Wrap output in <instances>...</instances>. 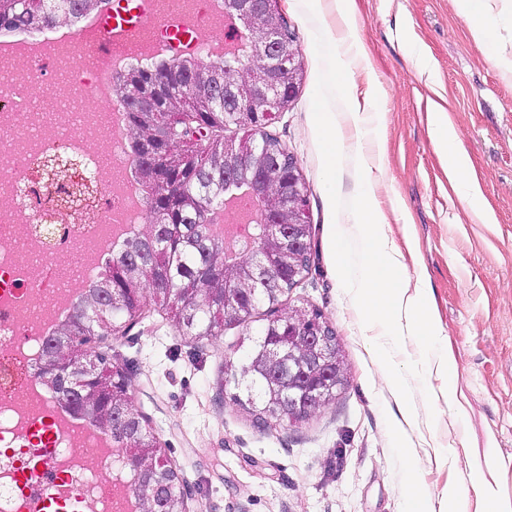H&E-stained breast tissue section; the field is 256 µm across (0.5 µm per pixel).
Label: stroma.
<instances>
[{
  "label": "stroma",
  "mask_w": 512,
  "mask_h": 512,
  "mask_svg": "<svg viewBox=\"0 0 512 512\" xmlns=\"http://www.w3.org/2000/svg\"><path fill=\"white\" fill-rule=\"evenodd\" d=\"M278 8L296 37L301 76L287 109L265 129L297 160L313 226L309 273L279 303L326 319L344 357L345 388L300 426L263 427L226 380L224 361L242 356L248 335L267 324L264 307L244 324L197 339L150 301L128 335L100 349L108 364L127 368L132 403L158 437L190 512H405L408 461L395 426L406 404L381 381L360 311L334 275L332 229L353 216L332 211L312 99L322 69L314 34L335 35L337 54L357 57L347 88L371 129L362 142L337 127L339 194L355 197L359 156L380 144L376 202L394 246L413 241L404 278L426 288L454 356L451 375L429 365L409 379L418 416L406 430L422 460V483L436 495L452 477L469 495L478 470L511 501L512 0H491L495 41L488 46L474 40L454 0H354L353 27L344 33L336 14L310 0H278ZM440 115L468 155L481 210L459 198L436 149ZM437 448L451 453L452 470L433 463Z\"/></svg>",
  "instance_id": "obj_1"
}]
</instances>
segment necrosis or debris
Instances as JSON below:
<instances>
[{"instance_id": "necrosis-or-debris-1", "label": "necrosis or debris", "mask_w": 512, "mask_h": 512, "mask_svg": "<svg viewBox=\"0 0 512 512\" xmlns=\"http://www.w3.org/2000/svg\"><path fill=\"white\" fill-rule=\"evenodd\" d=\"M133 30L131 43L105 56L82 41L74 55L0 58V512H39L47 499L73 512H129L117 453L94 427L68 423L55 395H35L28 372L67 290L63 260L100 240L114 214L149 220L97 166L100 152L120 164L130 149L124 127L103 132L90 122L124 108L122 97L97 94L113 83L115 59L159 49L168 62L204 61L214 40L229 38L214 0H139ZM56 153L74 160L75 173L40 181Z\"/></svg>"}]
</instances>
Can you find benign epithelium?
Segmentation results:
<instances>
[{
    "mask_svg": "<svg viewBox=\"0 0 512 512\" xmlns=\"http://www.w3.org/2000/svg\"><path fill=\"white\" fill-rule=\"evenodd\" d=\"M224 12L239 21L254 60L247 65L236 55L224 57L225 66L240 72L238 80H224V120L240 112L260 127L268 114L284 111L295 95L298 45L277 0H224ZM123 99L129 112L149 111L148 99L131 84L124 87ZM137 140L145 155L142 183L173 190L174 185L162 180L156 161L154 128L141 127ZM281 152L285 162L272 173L262 168L263 154L247 151L233 139L224 140V178L233 177L241 169L261 170L259 204L266 216V223L259 225L260 246L248 251L240 262L215 264L224 283L226 322L237 324L243 317L235 293L251 291L261 282L281 291V271H288V282L295 284L310 267L312 224L306 219L305 183L294 156L284 148ZM281 319L288 322V348L262 350L253 368L274 371L279 364H288V377L271 380L270 396L260 407V414L267 424L286 417L295 426L333 401L347 375L336 336L316 312L296 308ZM80 340L66 327L44 344L35 373L37 380L57 391L60 402L77 411L88 424L112 436L135 480L150 489L151 507L141 500L138 512H187L185 495L174 499L173 483L161 473L164 459L157 438L150 430H142V417L128 394L127 372L114 366L112 387L101 383L100 376L107 370L105 359L83 348Z\"/></svg>",
    "mask_w": 512,
    "mask_h": 512,
    "instance_id": "benign-epithelium-1",
    "label": "benign epithelium"
}]
</instances>
